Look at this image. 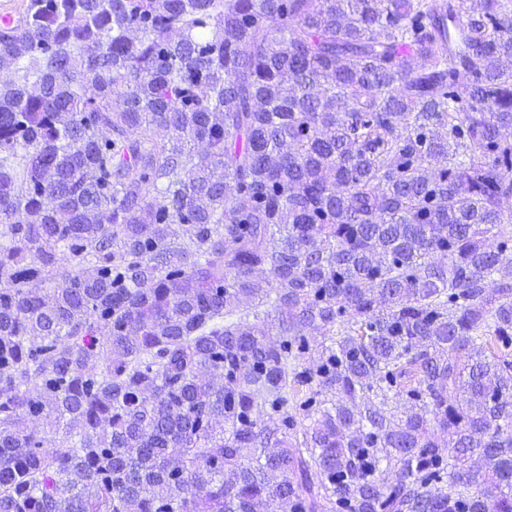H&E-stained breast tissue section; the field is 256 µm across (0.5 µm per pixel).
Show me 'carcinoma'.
<instances>
[{"label": "carcinoma", "mask_w": 512, "mask_h": 512, "mask_svg": "<svg viewBox=\"0 0 512 512\" xmlns=\"http://www.w3.org/2000/svg\"><path fill=\"white\" fill-rule=\"evenodd\" d=\"M0 71V512H512V0H29Z\"/></svg>", "instance_id": "1"}]
</instances>
